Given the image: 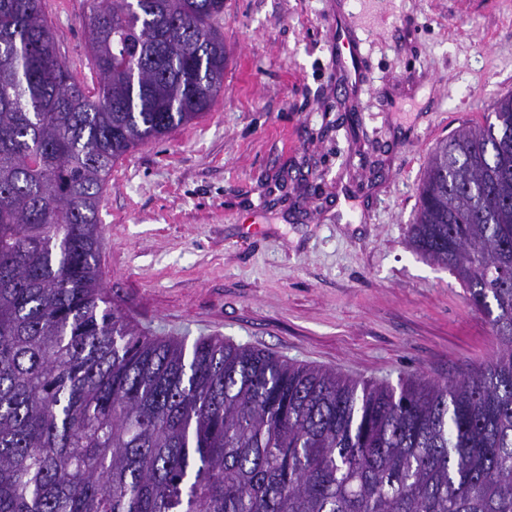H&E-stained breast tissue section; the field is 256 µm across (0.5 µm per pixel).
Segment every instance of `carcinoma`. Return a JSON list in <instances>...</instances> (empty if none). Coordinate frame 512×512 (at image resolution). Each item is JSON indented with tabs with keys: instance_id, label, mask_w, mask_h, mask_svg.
Returning <instances> with one entry per match:
<instances>
[{
	"instance_id": "cac0c4a2",
	"label": "carcinoma",
	"mask_w": 512,
	"mask_h": 512,
	"mask_svg": "<svg viewBox=\"0 0 512 512\" xmlns=\"http://www.w3.org/2000/svg\"><path fill=\"white\" fill-rule=\"evenodd\" d=\"M0 0V512H512V90L430 154L411 247L489 318L398 387L143 334L101 287L112 167L210 111L224 0H91L92 94Z\"/></svg>"
}]
</instances>
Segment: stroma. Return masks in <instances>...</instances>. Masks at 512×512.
Here are the masks:
<instances>
[{"instance_id":"stroma-1","label":"stroma","mask_w":512,"mask_h":512,"mask_svg":"<svg viewBox=\"0 0 512 512\" xmlns=\"http://www.w3.org/2000/svg\"><path fill=\"white\" fill-rule=\"evenodd\" d=\"M339 12L361 41L355 88ZM45 14L94 91L87 0H45ZM220 30L211 111L112 170L110 300L152 337L218 336L349 378L470 374L487 318L408 236L431 150L512 90V0H224Z\"/></svg>"}]
</instances>
